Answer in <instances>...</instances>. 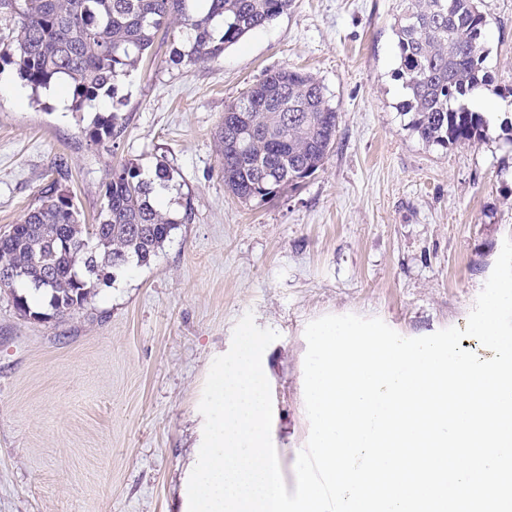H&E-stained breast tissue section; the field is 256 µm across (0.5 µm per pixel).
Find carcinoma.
<instances>
[{
  "mask_svg": "<svg viewBox=\"0 0 512 512\" xmlns=\"http://www.w3.org/2000/svg\"><path fill=\"white\" fill-rule=\"evenodd\" d=\"M292 0H0V61L37 91L61 82L72 111L134 69L165 30L177 62L214 60L249 32L285 13ZM480 0H400L395 19L401 109L422 142L443 149L472 145L483 118L463 100L491 84L485 71ZM339 112L312 75L287 67L266 74L224 110L218 151L224 185L241 202L265 201L323 166L336 141ZM122 117H98L95 141L116 138ZM172 180L156 163L152 178L132 163L109 172L102 206L86 224L70 193L53 185L9 233L0 235V269L24 272L0 281L20 314L47 322L82 309L100 285L132 261L147 264L180 220L153 203L154 184ZM39 293L32 307L19 286Z\"/></svg>",
  "mask_w": 512,
  "mask_h": 512,
  "instance_id": "carcinoma-1",
  "label": "carcinoma"
}]
</instances>
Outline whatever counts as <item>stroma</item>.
I'll return each instance as SVG.
<instances>
[{
	"instance_id": "stroma-1",
	"label": "stroma",
	"mask_w": 512,
	"mask_h": 512,
	"mask_svg": "<svg viewBox=\"0 0 512 512\" xmlns=\"http://www.w3.org/2000/svg\"><path fill=\"white\" fill-rule=\"evenodd\" d=\"M490 89L470 110L480 142L442 149L408 128L394 22L399 0H293L206 62L154 44L116 97L58 112L48 95L0 94V233L53 182L86 223L112 166L174 170L176 225L73 315L23 318L0 292V512H180L210 362L244 314L279 332L267 348L271 437L287 489L308 440L307 324L378 318L407 338L465 327L512 236V0H481ZM311 73L339 112L336 143L298 189L240 203L219 169L225 107L273 70ZM119 138L92 142L97 116ZM123 127L122 117L113 112L106 117L99 116L89 131V135L94 141H101L104 138H117Z\"/></svg>"
}]
</instances>
